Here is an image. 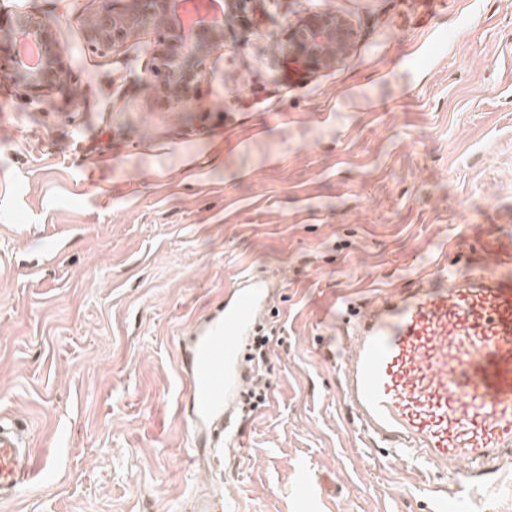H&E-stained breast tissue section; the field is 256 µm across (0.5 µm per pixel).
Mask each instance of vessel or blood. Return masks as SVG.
Masks as SVG:
<instances>
[{"label":"vessel or blood","mask_w":512,"mask_h":512,"mask_svg":"<svg viewBox=\"0 0 512 512\" xmlns=\"http://www.w3.org/2000/svg\"><path fill=\"white\" fill-rule=\"evenodd\" d=\"M482 248L493 264L463 274L440 265L340 329L341 397L357 430L419 472L444 470L452 488L443 512H462L464 492L512 460V241ZM273 286L264 274L244 277L179 341L193 450L212 460L236 439L235 403L248 378L241 354ZM39 468L22 431L0 417V501L19 497Z\"/></svg>","instance_id":"1"}]
</instances>
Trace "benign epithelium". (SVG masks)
<instances>
[{
    "label": "benign epithelium",
    "mask_w": 512,
    "mask_h": 512,
    "mask_svg": "<svg viewBox=\"0 0 512 512\" xmlns=\"http://www.w3.org/2000/svg\"><path fill=\"white\" fill-rule=\"evenodd\" d=\"M179 2L108 0V7L90 23L88 39L93 50L109 52L150 23L167 19L153 53L152 73L164 77L168 98L187 101L199 91L205 76L201 49L220 41L222 24L207 17L183 21ZM9 29L8 53L0 55V62L10 67L27 95L36 99L59 87L66 76V62L51 24L26 11H17L9 20ZM352 35L347 20L314 12L289 31V56L304 68L318 66L326 59L327 44L334 43L338 55L347 49Z\"/></svg>",
    "instance_id": "1"
}]
</instances>
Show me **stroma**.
Returning a JSON list of instances; mask_svg holds the SVG:
<instances>
[{
	"instance_id": "stroma-1",
	"label": "stroma",
	"mask_w": 512,
	"mask_h": 512,
	"mask_svg": "<svg viewBox=\"0 0 512 512\" xmlns=\"http://www.w3.org/2000/svg\"><path fill=\"white\" fill-rule=\"evenodd\" d=\"M105 0H0L48 20L61 89L0 70V415L50 470L0 512H435L449 487L368 456L342 402L339 302L364 309L442 259L512 240V0H246L197 97L167 101L157 26L98 53ZM314 12L354 30L301 69ZM279 283L266 404L222 464L193 461L178 339L245 272ZM307 468L332 492L294 491ZM466 512H512V463Z\"/></svg>"
}]
</instances>
